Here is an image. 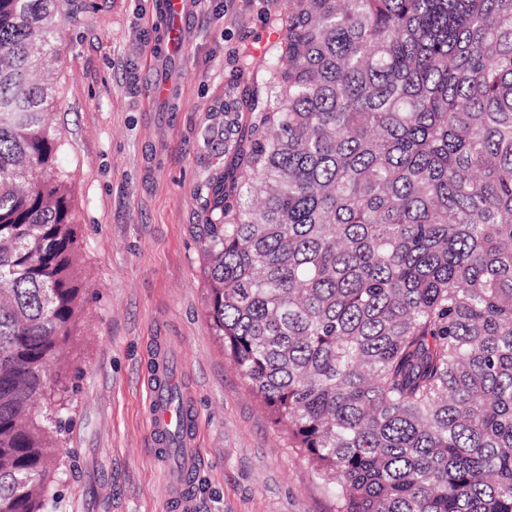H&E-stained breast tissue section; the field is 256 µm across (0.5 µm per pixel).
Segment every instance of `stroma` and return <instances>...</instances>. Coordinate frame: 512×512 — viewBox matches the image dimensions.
Wrapping results in <instances>:
<instances>
[{
  "mask_svg": "<svg viewBox=\"0 0 512 512\" xmlns=\"http://www.w3.org/2000/svg\"><path fill=\"white\" fill-rule=\"evenodd\" d=\"M281 0H193L184 48L153 59L159 0H68L49 115L74 185L86 297L69 345L60 512H177L145 419L167 354L199 418L194 512H335L211 334L200 188L228 159L229 87L259 84Z\"/></svg>",
  "mask_w": 512,
  "mask_h": 512,
  "instance_id": "obj_1",
  "label": "stroma"
}]
</instances>
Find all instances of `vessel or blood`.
Segmentation results:
<instances>
[{"mask_svg": "<svg viewBox=\"0 0 512 512\" xmlns=\"http://www.w3.org/2000/svg\"><path fill=\"white\" fill-rule=\"evenodd\" d=\"M191 10L190 0H162L161 13L168 22L159 30L160 44L163 50L178 48L187 33L186 18ZM163 380H152L147 385L148 400L146 417L154 445L168 446V434L175 429H183L184 435L180 443L184 465L181 470L170 474L169 480L173 494L182 512H190L192 498L189 481L192 470L198 460L199 422L198 416L191 406L176 407L171 404L163 388Z\"/></svg>", "mask_w": 512, "mask_h": 512, "instance_id": "obj_1", "label": "vessel or blood"}]
</instances>
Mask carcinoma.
<instances>
[{"label": "carcinoma", "mask_w": 512, "mask_h": 512, "mask_svg": "<svg viewBox=\"0 0 512 512\" xmlns=\"http://www.w3.org/2000/svg\"><path fill=\"white\" fill-rule=\"evenodd\" d=\"M61 0H0V512L57 507L83 309ZM204 184L214 336L336 512H512V0H285Z\"/></svg>", "instance_id": "cac0c4a2"}]
</instances>
